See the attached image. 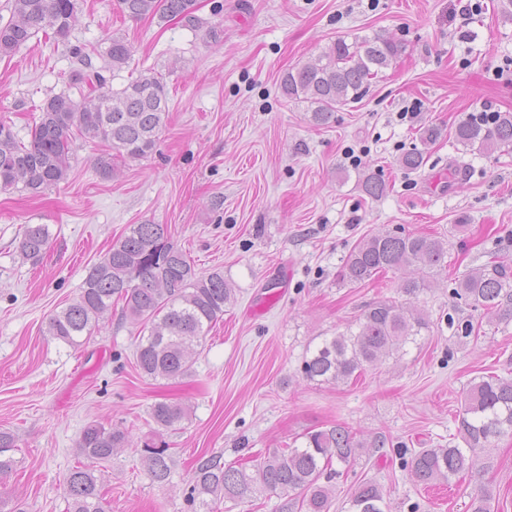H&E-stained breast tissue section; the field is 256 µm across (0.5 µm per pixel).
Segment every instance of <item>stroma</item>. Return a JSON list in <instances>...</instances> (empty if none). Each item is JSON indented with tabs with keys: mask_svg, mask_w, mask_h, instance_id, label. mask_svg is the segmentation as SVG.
Instances as JSON below:
<instances>
[{
	"mask_svg": "<svg viewBox=\"0 0 512 512\" xmlns=\"http://www.w3.org/2000/svg\"><path fill=\"white\" fill-rule=\"evenodd\" d=\"M198 0L202 25L134 21L113 0H77L67 42L38 33L0 58V120L27 138L35 108L52 96L83 101L73 46L91 47L93 70L110 89L133 75L161 74L170 112L151 154L117 162L111 177L95 165L104 146L74 140L64 180L31 196L0 191V430L16 439L14 467L0 477V512H67L65 477L80 460L85 425L102 422L132 443L95 464L112 512H194L193 460L225 462L294 444L336 423L386 447L366 451L336 479L330 512H351L360 479L377 482L391 512H471L478 489L494 512H512V435L496 443V466L480 478L426 490L401 466L419 445H447L475 378H512V321L453 298L456 279L490 261H512V150L477 154L448 133L471 112H512V15L502 0ZM380 34L404 52L359 102L314 126L304 103L285 99V72L336 39ZM132 46L129 67L105 68L112 37ZM441 138L422 144L421 128ZM423 148L421 172L398 160ZM374 173L383 196L361 187ZM165 224L196 269H219L233 290L223 318L203 340L191 372L173 379L141 374L140 327L114 304L100 328L73 349L45 332L48 318L75 300L89 269L128 225ZM29 224L48 225L40 264L20 254ZM427 234L448 250V272L414 304L428 317L420 348L369 370L355 383L316 384L301 366L315 338L355 325L376 298L404 301L409 269L364 285L343 282L349 252L378 232ZM270 304L257 308L259 298ZM469 319L479 335L457 339L447 317ZM169 400L187 416L160 429L151 404ZM167 448L172 481L153 483L145 444Z\"/></svg>",
	"mask_w": 512,
	"mask_h": 512,
	"instance_id": "obj_1",
	"label": "stroma"
}]
</instances>
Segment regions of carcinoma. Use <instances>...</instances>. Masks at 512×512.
<instances>
[{
  "label": "carcinoma",
  "instance_id": "obj_1",
  "mask_svg": "<svg viewBox=\"0 0 512 512\" xmlns=\"http://www.w3.org/2000/svg\"><path fill=\"white\" fill-rule=\"evenodd\" d=\"M119 11L134 20L178 19L199 24L197 0H117ZM11 17L0 25V56L12 54L36 32L49 28L67 41L77 21L76 0H11ZM404 51L403 45L380 35L348 43L338 39L313 60L286 72L280 82L284 97L308 104L310 121L326 126L342 107L361 100L371 80L382 74ZM112 70L128 66L132 50L122 37L110 39L103 51ZM168 112L166 84L155 75L141 74L119 90L102 91L101 82L89 83L82 103L53 96L40 106L29 141L17 138L10 124L0 121V190L18 186L37 194L65 179L70 169L75 136L108 143L110 152L97 158L104 178L112 174L115 159H140L154 148ZM454 139L463 148L491 153L512 147V112H499L493 123L468 119L459 122ZM363 191L378 198L386 185L368 175ZM51 244L48 225L28 226L19 241L20 252L40 261ZM443 243L428 235L384 232L363 238L348 254L340 277L363 284L380 274L414 267L434 277L448 267ZM452 295L473 307L508 321L512 319V263L492 262L471 270L456 282ZM231 288L224 272L197 273L187 254L171 241L166 224H131L104 258L88 272L79 297L55 313L47 333L76 348L99 327L112 310V300L123 301L125 316L139 323L141 336L136 364L150 377H179L193 364L194 344L205 338L224 315ZM429 329L426 316L410 303L378 299L368 304L356 327L325 336L308 347L303 377L319 384H338L359 377L387 359L418 345ZM149 416L161 428H170L186 416L185 408L167 401L150 407ZM458 437L464 446L420 448L401 462L419 486L448 484L456 478L489 472L495 467L490 448L512 434V379L497 375L479 378L467 389L458 418ZM129 443L127 433L92 421L77 443L79 456L105 463L115 450ZM15 437L0 431V474L12 469L7 453ZM366 445L341 424L314 429L292 448H274L253 464H226L221 454L200 455L191 475L190 502L206 509L215 499L245 502L262 492L299 496L304 512H330L331 480L344 476L333 464L349 467ZM143 466L152 482L168 484L172 477L167 449H150ZM69 512H105L104 498L94 470L83 464L71 468L67 479ZM353 512H385L382 487L370 480L358 482Z\"/></svg>",
  "mask_w": 512,
  "mask_h": 512
}]
</instances>
